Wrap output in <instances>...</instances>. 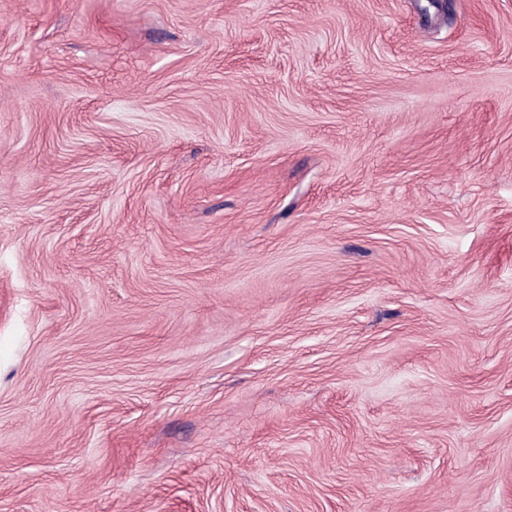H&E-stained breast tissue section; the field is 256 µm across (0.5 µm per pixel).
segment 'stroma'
Segmentation results:
<instances>
[{"instance_id": "obj_1", "label": "stroma", "mask_w": 512, "mask_h": 512, "mask_svg": "<svg viewBox=\"0 0 512 512\" xmlns=\"http://www.w3.org/2000/svg\"><path fill=\"white\" fill-rule=\"evenodd\" d=\"M0 512H512V0H0Z\"/></svg>"}]
</instances>
